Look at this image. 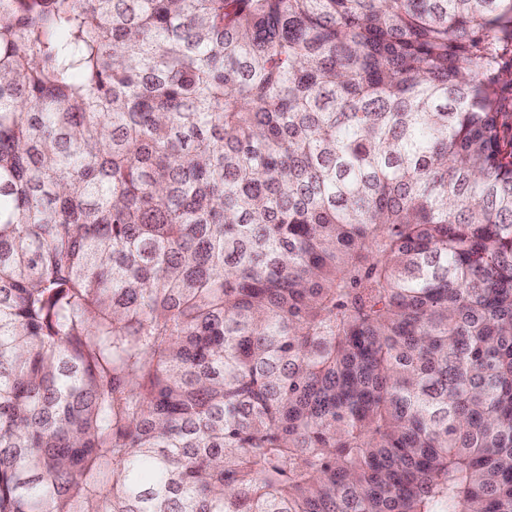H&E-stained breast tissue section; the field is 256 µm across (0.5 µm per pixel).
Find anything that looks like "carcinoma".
<instances>
[{"label":"carcinoma","mask_w":512,"mask_h":512,"mask_svg":"<svg viewBox=\"0 0 512 512\" xmlns=\"http://www.w3.org/2000/svg\"><path fill=\"white\" fill-rule=\"evenodd\" d=\"M512 0H0V512H512Z\"/></svg>","instance_id":"carcinoma-1"}]
</instances>
